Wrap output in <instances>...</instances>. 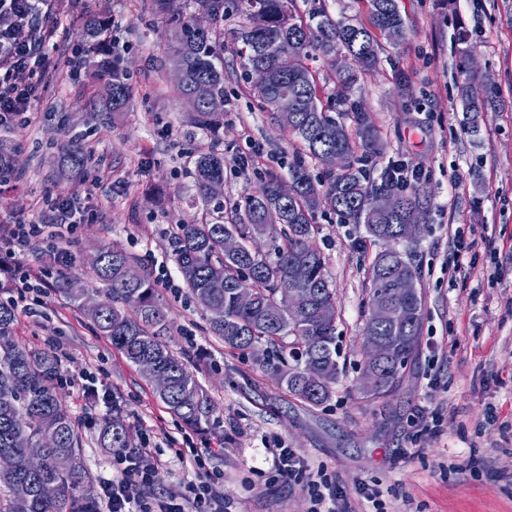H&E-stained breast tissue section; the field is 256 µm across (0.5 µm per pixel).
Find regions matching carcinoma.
Masks as SVG:
<instances>
[{
  "label": "carcinoma",
  "mask_w": 512,
  "mask_h": 512,
  "mask_svg": "<svg viewBox=\"0 0 512 512\" xmlns=\"http://www.w3.org/2000/svg\"><path fill=\"white\" fill-rule=\"evenodd\" d=\"M192 2L210 17V25L200 29L187 20L177 27L172 63L184 75L177 85L182 98L189 97L201 83L211 95L224 97V20L231 13H240L248 20L234 35L235 52L243 70L249 73L263 66L273 75L271 84L253 85V94L295 136L302 155L321 162L327 153L341 151L353 158L343 171L327 168L324 179L316 180L298 155L288 166V198L279 197L277 188L282 179L270 174L226 218L224 200L210 191L212 184L224 182V154L216 149L202 153L194 161L193 183L204 213L196 221L175 225L170 235L177 267L206 315L211 334L244 355L264 347L262 357L257 359L262 370L285 385L294 398L322 406L332 398V384L338 375L336 291L327 277L322 253H309L316 208L326 203L342 221L364 225L369 237L389 246L391 266L381 267L377 256L372 261V294L380 290L395 292L408 273L419 276L409 250L398 249L401 240L396 230L402 224L425 222L429 206L426 188L422 184H396L383 175L377 181L371 176L367 164L383 146L368 114L351 101L356 72L336 70V55L340 52L352 58L360 70H374L379 61L376 30L392 42L405 37L398 0H368V26L336 20L324 8L303 17L292 8L293 0ZM108 30L106 18L92 16L81 38L95 76L112 84V99L107 106L121 112L130 100L131 89L126 69L106 46ZM288 53L294 55V69L282 75L276 61ZM311 55L323 57L330 70L338 71V97L343 108L319 105L316 77L306 64ZM462 74L463 111L476 118L497 97V90L476 81L467 70ZM284 96L292 104L286 112L280 108ZM191 117L199 128L209 132L214 143L221 142L224 112L199 103L192 107ZM14 152L0 140V174L14 171ZM385 192L401 196L398 212L389 216L380 215L374 207L376 197ZM227 232L242 240L243 251L236 258L224 256ZM258 237L270 241L265 254L250 249L251 241ZM302 261L309 263V279L297 284L291 280V270ZM91 272L106 286L99 308L85 309L89 290L79 279H59L57 292L86 310L100 335L129 363L138 367L150 360L170 377L171 388L160 400L175 417L197 430L212 427L214 407L209 395L167 342L170 322L151 274L134 256L114 247L98 250V261ZM217 278L224 280L221 293L208 288L209 282ZM240 288L255 293L253 308L238 307L235 293ZM290 293L295 297L291 307L282 303ZM411 306L414 322L406 329L377 321L371 311L366 317L364 335L399 346L398 362L363 367V377L374 382L385 396L398 386L417 347L411 337L420 336L422 300L416 299ZM323 307L330 310L327 319L320 313ZM14 318L12 305L1 301L0 454L11 455L13 466L0 470V487L9 492L8 498H0V512H100L81 451L82 437L70 410L55 393V383L61 378L58 357L51 350H33L15 341ZM318 361L323 362L324 376L312 390L302 384L301 371ZM40 442L47 445L44 463L33 472L26 460L25 445ZM98 442L113 451L131 447L130 428L120 411L114 409L102 420ZM48 482L59 488L53 498L40 492ZM21 485L28 490L24 500L16 496Z\"/></svg>",
  "instance_id": "1"
}]
</instances>
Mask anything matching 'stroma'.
Segmentation results:
<instances>
[{
	"mask_svg": "<svg viewBox=\"0 0 512 512\" xmlns=\"http://www.w3.org/2000/svg\"><path fill=\"white\" fill-rule=\"evenodd\" d=\"M42 21L54 27L49 65L31 81L36 98L26 119H13L7 141L19 149L17 170L0 192V225L46 224L48 198L74 199L82 221L72 234L19 251L0 242V300L14 270L41 268L49 282L87 280L89 258L103 245L135 256L158 283L172 326L169 343L214 406L210 431L176 419L153 385L84 312L49 290L33 312L16 309L18 343L48 348L60 359L59 398L79 423L95 482L112 476V453L98 443V424L120 409L134 447L150 446L159 464L143 493L152 501L179 494L193 480L194 458L219 474L229 512H309L303 482L271 481L272 451L289 448L310 470L327 471L343 492L336 512H512V0H399L406 28L400 44L382 40L378 69L360 75L354 101L383 143L376 171L401 161L419 171L431 198L429 217L409 250L420 271L423 303L418 350L390 395L358 390L365 360L363 329L371 293L369 267L380 245L363 225L331 210L315 215L314 243L336 290L339 374L331 401L311 407L289 396L252 356L211 336L169 245L172 228L201 216L190 172L210 138L189 118L171 67L173 18L190 19L191 0H48ZM93 15L108 17V40L128 73L124 112L103 105V89L86 76L80 33ZM245 18L224 22V205L241 203L261 177L286 175L293 136L251 91L231 34ZM468 32L472 55L457 51ZM494 83L497 103L468 130L461 70ZM86 162H63L72 147ZM259 154L241 170L242 155ZM463 231L468 262L456 259ZM438 415L439 437L421 441L423 422ZM421 454L410 455L415 444Z\"/></svg>",
	"mask_w": 512,
	"mask_h": 512,
	"instance_id": "stroma-1",
	"label": "stroma"
}]
</instances>
